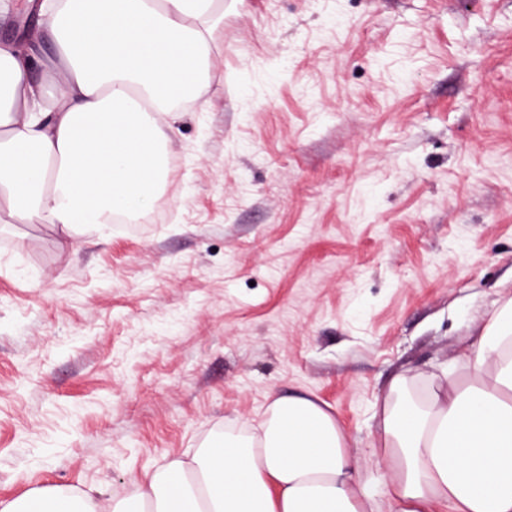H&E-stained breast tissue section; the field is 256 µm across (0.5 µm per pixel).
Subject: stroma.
<instances>
[{
  "mask_svg": "<svg viewBox=\"0 0 512 512\" xmlns=\"http://www.w3.org/2000/svg\"><path fill=\"white\" fill-rule=\"evenodd\" d=\"M512 296V0H237L155 202L0 207V501L131 481L273 391L356 446Z\"/></svg>",
  "mask_w": 512,
  "mask_h": 512,
  "instance_id": "35a3bbf8",
  "label": "stroma"
}]
</instances>
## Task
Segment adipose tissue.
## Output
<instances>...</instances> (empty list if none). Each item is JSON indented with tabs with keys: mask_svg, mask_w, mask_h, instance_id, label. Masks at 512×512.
<instances>
[{
	"mask_svg": "<svg viewBox=\"0 0 512 512\" xmlns=\"http://www.w3.org/2000/svg\"><path fill=\"white\" fill-rule=\"evenodd\" d=\"M61 76L44 100L35 52L0 46V203L19 224L79 233L147 209L168 173L178 103L207 84L224 0H39ZM370 468L333 412L274 395L247 433L206 439L125 496L55 486L0 512H512V297L463 362L394 376Z\"/></svg>",
	"mask_w": 512,
	"mask_h": 512,
	"instance_id": "adipose-tissue-1",
	"label": "adipose tissue"
}]
</instances>
